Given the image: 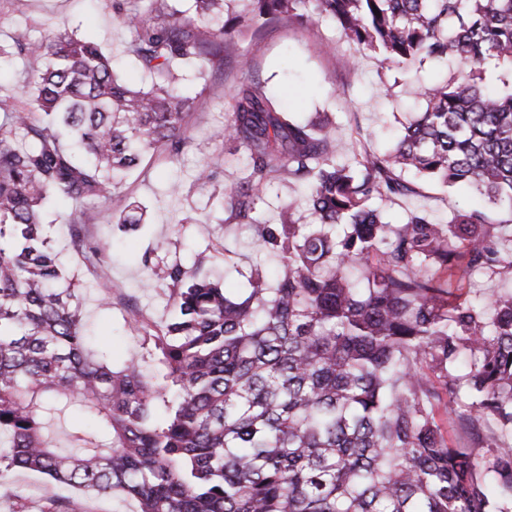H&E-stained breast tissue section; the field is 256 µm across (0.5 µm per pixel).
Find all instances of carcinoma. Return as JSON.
<instances>
[{"mask_svg":"<svg viewBox=\"0 0 512 512\" xmlns=\"http://www.w3.org/2000/svg\"><path fill=\"white\" fill-rule=\"evenodd\" d=\"M133 88L65 25L0 46L35 65L27 107L0 122V478L24 470L138 512H509L512 293L463 298L512 277V225L456 208L386 219L415 181L512 210V0H112ZM332 21L340 39L398 72L424 111L388 151L336 140L335 117L284 109L254 79L218 138L244 150L224 183L227 220L277 258L232 296L180 262L154 265L174 315L128 311L162 370L118 369L92 350L43 206L74 207L71 245L107 276L110 243L86 235L96 199L134 230L124 189L147 153L190 144L188 73L224 67L229 41L282 21ZM456 65L424 85V61ZM305 183L275 224L255 216L273 181ZM455 416L456 442L439 409Z\"/></svg>","mask_w":512,"mask_h":512,"instance_id":"carcinoma-1","label":"carcinoma"}]
</instances>
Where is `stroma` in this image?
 Wrapping results in <instances>:
<instances>
[{
	"label": "stroma",
	"instance_id": "35a3bbf8",
	"mask_svg": "<svg viewBox=\"0 0 512 512\" xmlns=\"http://www.w3.org/2000/svg\"><path fill=\"white\" fill-rule=\"evenodd\" d=\"M58 18L111 55L122 82L148 85L147 75L126 53L129 33L114 21L112 0H0V44L37 41ZM34 77L33 67L21 60L0 69V105L25 106L26 87ZM251 78L264 82L284 108L304 118L333 113L339 139L371 149L390 148L402 125L423 107L395 84L393 72L380 69L375 59L340 40L333 23L303 27L285 22L257 40L248 35L234 38L223 70L206 73L183 88L199 102L189 146L172 162L158 156L144 160L126 181V192L147 208L145 224L115 236L109 204H95L98 220L89 233L113 240L106 258L108 280L96 279L70 246L71 205L60 202L48 210L53 247L79 286L92 343L107 352L114 366L133 360L148 373L156 371L148 344L126 323L131 305L156 321L170 316L168 290L151 283L144 260L189 266L197 255H206L204 273L235 293L245 292L247 274L265 262L246 228L224 222L214 196L246 164L244 152L233 151L216 133L231 120L235 87ZM205 162L217 177L201 185L196 174ZM454 204L482 205L472 194H454L440 184L423 182L417 194L393 205L389 215L396 222L408 210L425 208L443 221ZM57 498L81 500L84 512L137 510L136 502L122 494L89 495L36 473L13 471L0 479V512H44L49 500Z\"/></svg>",
	"mask_w": 512,
	"mask_h": 512
}]
</instances>
